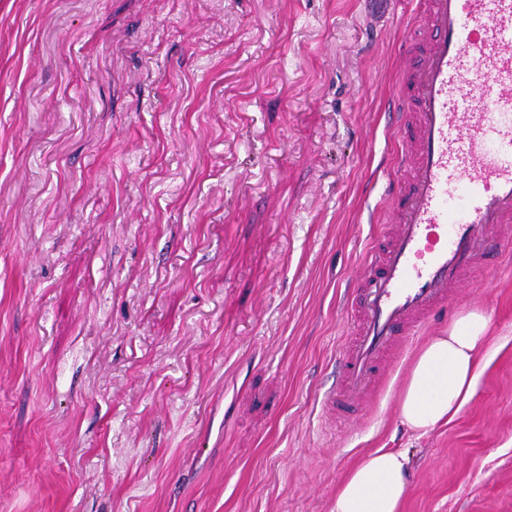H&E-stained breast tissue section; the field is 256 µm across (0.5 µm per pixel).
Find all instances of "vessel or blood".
<instances>
[{
    "mask_svg": "<svg viewBox=\"0 0 512 512\" xmlns=\"http://www.w3.org/2000/svg\"><path fill=\"white\" fill-rule=\"evenodd\" d=\"M405 53L388 105L400 155L394 229L348 291L337 410L376 387L381 363L465 274L512 249L500 235L512 225V0H419Z\"/></svg>",
    "mask_w": 512,
    "mask_h": 512,
    "instance_id": "b4317fda",
    "label": "vessel or blood"
}]
</instances>
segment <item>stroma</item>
<instances>
[{"label":"stroma","mask_w":512,"mask_h":512,"mask_svg":"<svg viewBox=\"0 0 512 512\" xmlns=\"http://www.w3.org/2000/svg\"><path fill=\"white\" fill-rule=\"evenodd\" d=\"M417 0H0V512H329L408 453L403 512H512V254L466 276L492 347L417 436L337 422L343 305Z\"/></svg>","instance_id":"1"}]
</instances>
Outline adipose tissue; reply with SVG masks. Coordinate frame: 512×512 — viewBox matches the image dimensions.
Returning <instances> with one entry per match:
<instances>
[{"label": "adipose tissue", "instance_id": "1", "mask_svg": "<svg viewBox=\"0 0 512 512\" xmlns=\"http://www.w3.org/2000/svg\"><path fill=\"white\" fill-rule=\"evenodd\" d=\"M488 332V317L470 310L426 339L400 394L405 428L422 436L457 417L473 395ZM409 463L407 453L399 450L365 453L337 486L330 512H402L410 490Z\"/></svg>", "mask_w": 512, "mask_h": 512}]
</instances>
